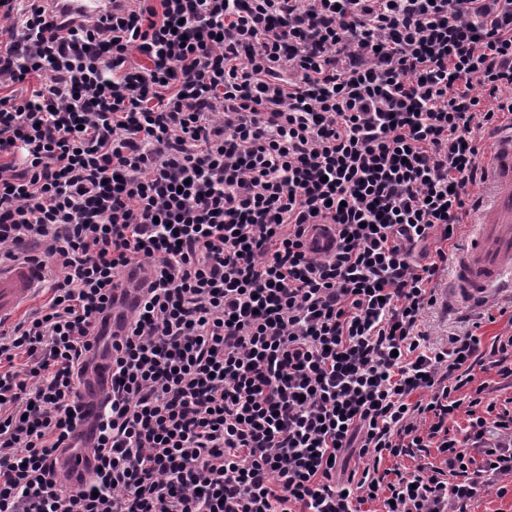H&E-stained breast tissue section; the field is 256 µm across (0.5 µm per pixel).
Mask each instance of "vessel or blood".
I'll return each instance as SVG.
<instances>
[{"mask_svg": "<svg viewBox=\"0 0 512 512\" xmlns=\"http://www.w3.org/2000/svg\"><path fill=\"white\" fill-rule=\"evenodd\" d=\"M58 8L66 15L97 20L111 13L112 0H59ZM487 174L486 192L451 278L453 287L473 300L512 288V127L499 133ZM307 247L319 255L330 254L335 248L333 232L314 227ZM41 275L38 266L0 261V322H12L29 305L40 291Z\"/></svg>", "mask_w": 512, "mask_h": 512, "instance_id": "b4317fda", "label": "vessel or blood"}]
</instances>
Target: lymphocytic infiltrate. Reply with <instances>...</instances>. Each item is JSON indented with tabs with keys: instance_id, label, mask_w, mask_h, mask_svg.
<instances>
[{
	"instance_id": "lymphocytic-infiltrate-1",
	"label": "lymphocytic infiltrate",
	"mask_w": 512,
	"mask_h": 512,
	"mask_svg": "<svg viewBox=\"0 0 512 512\" xmlns=\"http://www.w3.org/2000/svg\"><path fill=\"white\" fill-rule=\"evenodd\" d=\"M511 86L512 0H116L94 23L0 0V258L48 292L0 325V512L505 496L512 408L474 369L512 378V336L420 326ZM84 450L69 482L59 457ZM316 227L310 232L307 240V248L318 255H328L335 248L334 234L332 231L322 227L328 224H313Z\"/></svg>"
}]
</instances>
